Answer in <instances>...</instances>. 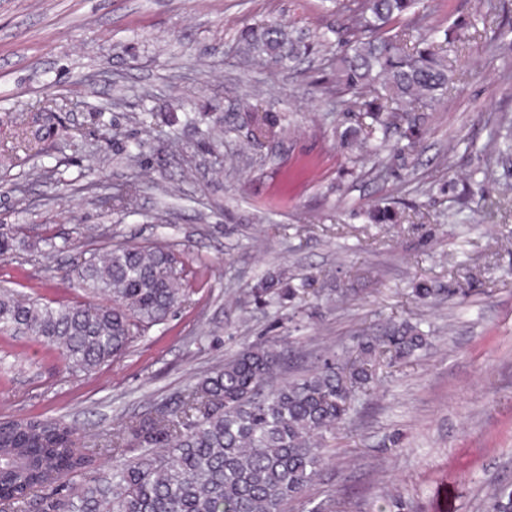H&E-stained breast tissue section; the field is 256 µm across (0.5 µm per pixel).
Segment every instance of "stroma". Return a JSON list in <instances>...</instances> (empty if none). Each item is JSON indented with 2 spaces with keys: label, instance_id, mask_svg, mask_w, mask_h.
I'll return each instance as SVG.
<instances>
[{
  "label": "stroma",
  "instance_id": "35a3bbf8",
  "mask_svg": "<svg viewBox=\"0 0 512 512\" xmlns=\"http://www.w3.org/2000/svg\"><path fill=\"white\" fill-rule=\"evenodd\" d=\"M504 3L428 0L424 27L465 46L453 89L380 179L346 168L336 105L319 93L330 55L288 70L236 50L263 20L336 29L344 18L325 0H0V159L30 107L62 106L68 127L0 168V224L70 243L1 256L0 289L85 300L62 269L118 244L170 246L190 269L175 314L94 371L0 334V418L65 421L99 468L113 430L245 347L276 342L289 380L406 320L427 347L378 366L288 512H483L512 482V209L479 175H504L483 148L512 114V52L470 39L492 36ZM255 109L274 118L259 140ZM377 203L415 217L368 223ZM279 270L311 278L307 294L256 305L252 287ZM424 281L436 290L425 305L413 296Z\"/></svg>",
  "mask_w": 512,
  "mask_h": 512
}]
</instances>
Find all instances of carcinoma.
<instances>
[{"label": "carcinoma", "instance_id": "1", "mask_svg": "<svg viewBox=\"0 0 512 512\" xmlns=\"http://www.w3.org/2000/svg\"><path fill=\"white\" fill-rule=\"evenodd\" d=\"M346 14L336 40L268 21L244 30L238 52L291 67L336 50V105L345 115L340 145L351 166L386 149L389 134L416 143L415 108L432 109L448 94L453 64L448 38L424 28L420 0H335ZM56 109L30 110L17 148L27 151L59 135ZM486 150L512 155V118L493 125ZM374 224H396L397 213L375 206ZM34 234L51 252L55 236L33 227L0 225V256ZM104 302L53 305L0 291V334H25L53 347L72 369L93 370L122 354L132 339L163 323L185 301L187 272L161 244L115 245L94 252L65 275ZM299 289L282 275L260 281L254 300L294 299ZM426 344L404 321L382 335L361 336L351 365L324 360L315 373L266 386L280 370L274 345L247 347L188 386L173 404L112 433V464L85 476L92 459L76 430L38 416L0 421V501H25L70 475L83 481L66 494L47 495L36 512H285L301 497L322 463L321 440L351 410L354 393L373 376L371 358L406 361ZM126 448H143L135 461ZM488 512H512V487L493 491Z\"/></svg>", "mask_w": 512, "mask_h": 512}]
</instances>
